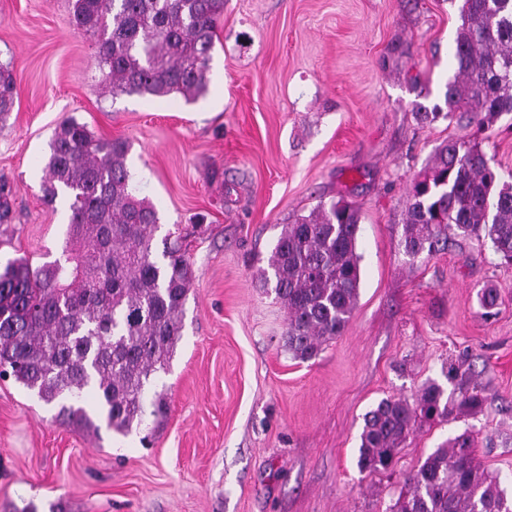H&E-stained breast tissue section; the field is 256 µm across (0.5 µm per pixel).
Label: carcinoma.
<instances>
[{
	"label": "carcinoma",
	"mask_w": 512,
	"mask_h": 512,
	"mask_svg": "<svg viewBox=\"0 0 512 512\" xmlns=\"http://www.w3.org/2000/svg\"><path fill=\"white\" fill-rule=\"evenodd\" d=\"M78 30L94 37L104 90L195 102L208 89L210 62L224 0H71ZM449 56L455 68L444 94L447 111L417 107L421 122L466 118L475 134L512 113V0H462ZM16 87L0 65V122L13 111ZM129 144L95 136L73 117L55 128L42 184L44 200L67 203V241L58 258L35 266L20 257L0 270V378H13L47 404L62 398L58 417L82 432L94 418L125 435L151 415L166 416V393L147 397L152 376L167 369L180 340L193 282L183 236L156 241V206L138 194L127 164ZM14 194L0 179V224L13 219ZM361 215L355 206L318 205L283 226L260 280L285 311L293 358L308 361L340 336L356 307ZM454 227L488 237L512 263V174L490 165L477 139H448L415 179L401 244L415 256ZM492 315L497 290L481 289ZM457 390L428 382L410 400H380L364 416L358 467H391L419 423L476 416L486 386L464 363L448 366ZM93 390V410L83 405ZM389 512H512V494L490 475L466 430L429 453L404 478Z\"/></svg>",
	"instance_id": "1"
}]
</instances>
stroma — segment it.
Wrapping results in <instances>:
<instances>
[{"instance_id": "1", "label": "stroma", "mask_w": 512, "mask_h": 512, "mask_svg": "<svg viewBox=\"0 0 512 512\" xmlns=\"http://www.w3.org/2000/svg\"><path fill=\"white\" fill-rule=\"evenodd\" d=\"M459 14L450 0H224L208 91L195 102L102 92L92 42L69 0H0V64L16 85L0 124V177L15 218L0 262L60 253L68 214L42 199L56 125L71 116L130 144L160 234L189 232L194 282L183 331L153 387L169 410L143 430L79 432L20 384L0 381V512H386L447 438L472 429L476 457L512 486V265L487 237L448 231L433 251L401 244L412 183L466 120L422 123L444 102ZM481 148L512 172V114ZM361 212L359 297L316 358L284 347V310L257 273L283 225L317 205ZM499 293L485 317L484 286ZM468 357L492 400L477 417L425 424L392 467H357L363 417L428 381L452 392Z\"/></svg>"}]
</instances>
